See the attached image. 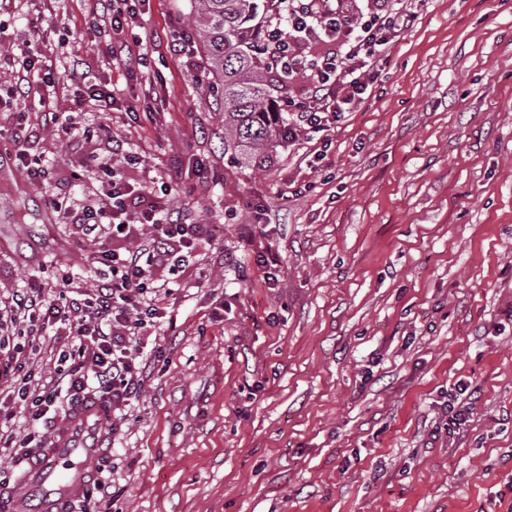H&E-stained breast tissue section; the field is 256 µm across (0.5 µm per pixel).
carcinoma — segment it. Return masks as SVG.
I'll list each match as a JSON object with an SVG mask.
<instances>
[{"label": "carcinoma", "mask_w": 512, "mask_h": 512, "mask_svg": "<svg viewBox=\"0 0 512 512\" xmlns=\"http://www.w3.org/2000/svg\"><path fill=\"white\" fill-rule=\"evenodd\" d=\"M273 0H194L187 20L197 33L213 83L222 85L224 153L263 165L283 139L273 57L258 44Z\"/></svg>", "instance_id": "cac0c4a2"}]
</instances>
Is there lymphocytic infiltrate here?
Instances as JSON below:
<instances>
[{"label": "lymphocytic infiltrate", "instance_id": "lymphocytic-infiltrate-1", "mask_svg": "<svg viewBox=\"0 0 512 512\" xmlns=\"http://www.w3.org/2000/svg\"><path fill=\"white\" fill-rule=\"evenodd\" d=\"M150 3L101 0L96 30L105 36V55L146 65L147 45H129L121 35L129 20ZM276 5V18L263 37L289 79L307 78L312 84L305 105L288 122V138L293 141L304 132L324 131L360 102L380 53L408 28L411 17L400 8L399 0H276ZM42 129L62 143L81 134L69 112L47 106L32 119L15 114L13 162L37 184L45 183L49 172L39 158L29 155L26 146ZM137 163L131 152L117 159L90 153L83 168L103 172L106 190L55 203L56 212L80 236L100 239L109 234L124 240L123 248L102 246L95 252L93 261L104 273L97 285L88 288L69 280L52 297L45 295L43 286L33 285L0 299V327L11 325L14 335L25 337L30 348H37L41 337L49 334L79 342L67 354L68 387L60 397L43 394L35 372L15 361L13 352L0 341V380L12 382L32 421H47L63 406L88 401L92 378L111 393L113 406L136 398L143 383L135 362L139 333L165 317L162 299L172 293L169 281L159 273L186 262L202 244L215 238L216 225L186 222L171 209L170 197L178 191L172 183H163L160 197L142 203L126 182L128 167ZM147 226L156 229V237L144 238Z\"/></svg>", "mask_w": 512, "mask_h": 512}]
</instances>
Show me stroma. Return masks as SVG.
Masks as SVG:
<instances>
[{"instance_id":"35a3bbf8","label":"stroma","mask_w":512,"mask_h":512,"mask_svg":"<svg viewBox=\"0 0 512 512\" xmlns=\"http://www.w3.org/2000/svg\"><path fill=\"white\" fill-rule=\"evenodd\" d=\"M98 7L0 0V44L26 34L54 68L95 66L138 112L78 114L110 127L100 154L138 153L135 187L183 176L173 208L222 230L143 331V389L113 419L90 512H512V0H410L415 22L355 110L261 167L224 153L202 48H169L191 0H152L126 28L149 48L134 72L104 61ZM79 93L33 84L0 104V131ZM90 147L44 133L29 152L53 177L36 185L0 138V297L91 285L95 243L48 220ZM67 342L18 359L55 389ZM462 388L473 413L451 434Z\"/></svg>"}]
</instances>
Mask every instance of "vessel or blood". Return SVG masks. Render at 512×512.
Returning <instances> with one entry per match:
<instances>
[{
	"label": "vessel or blood",
	"mask_w": 512,
	"mask_h": 512,
	"mask_svg": "<svg viewBox=\"0 0 512 512\" xmlns=\"http://www.w3.org/2000/svg\"><path fill=\"white\" fill-rule=\"evenodd\" d=\"M112 421V408L104 401L78 405L73 427L54 447L43 449L42 458L14 489L16 498L32 504L35 512H67L94 480L89 460L103 456L104 430Z\"/></svg>",
	"instance_id": "obj_1"
}]
</instances>
